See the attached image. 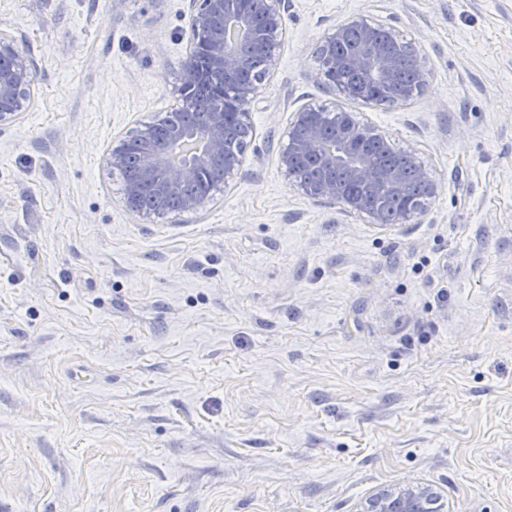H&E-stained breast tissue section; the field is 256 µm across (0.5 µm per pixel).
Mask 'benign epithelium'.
Instances as JSON below:
<instances>
[{
    "instance_id": "1",
    "label": "benign epithelium",
    "mask_w": 512,
    "mask_h": 512,
    "mask_svg": "<svg viewBox=\"0 0 512 512\" xmlns=\"http://www.w3.org/2000/svg\"><path fill=\"white\" fill-rule=\"evenodd\" d=\"M240 0H191L188 28L191 49L205 46L212 67L224 72L231 85L230 98L221 101L212 112L205 113L199 126H172L162 129L157 142L151 144L141 160L143 185L165 196L179 192L201 170L211 165L223 169L224 180L240 169L247 144L228 145L224 126L229 118L250 126L249 112L259 85L270 76L277 64L278 52L285 33L283 0H261L262 22L257 27L250 13L241 9L232 13V5ZM235 20L244 31L241 49L229 51L224 37L213 38L211 31L226 27ZM385 32L388 44L396 45L399 32L384 24H370L354 19L337 26L322 40L316 53L317 75L349 65L367 79L368 86L386 85L394 71L396 59L392 51L374 44L375 34ZM251 46L264 48L265 69L246 82L237 80L244 67L245 50ZM35 69L29 58L19 50L15 40L0 32V125L16 120L25 110L34 84ZM201 74L185 66L179 76L178 94L182 101L200 82ZM354 123L349 114L327 106L304 107L294 113L288 126V143L279 154V165L285 175L304 195L329 203H340L348 211L364 213L375 223H384L374 199L385 192L407 193L402 170L395 169L382 176L370 161L353 147ZM316 154L325 171L322 180L308 185L295 178L299 157ZM141 185V186H143ZM141 186L131 184L125 192L129 209L138 210L137 197ZM442 497L431 484L405 483L379 489L358 505L357 512H443Z\"/></svg>"
}]
</instances>
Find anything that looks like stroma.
Here are the masks:
<instances>
[{"label": "stroma", "instance_id": "1", "mask_svg": "<svg viewBox=\"0 0 512 512\" xmlns=\"http://www.w3.org/2000/svg\"><path fill=\"white\" fill-rule=\"evenodd\" d=\"M241 169L129 210L113 144L178 103L190 0H0L33 62L0 127V512H355L433 484L512 512V0H285ZM392 24L425 92L358 104L315 48ZM354 111L436 197L408 224L301 194L293 112Z\"/></svg>", "mask_w": 512, "mask_h": 512}]
</instances>
